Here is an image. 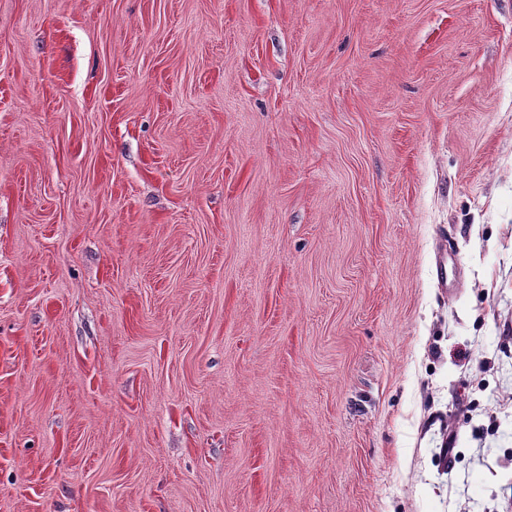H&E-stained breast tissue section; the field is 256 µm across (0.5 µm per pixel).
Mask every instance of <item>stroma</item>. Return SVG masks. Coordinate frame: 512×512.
Wrapping results in <instances>:
<instances>
[{"label": "stroma", "instance_id": "35a3bbf8", "mask_svg": "<svg viewBox=\"0 0 512 512\" xmlns=\"http://www.w3.org/2000/svg\"><path fill=\"white\" fill-rule=\"evenodd\" d=\"M0 512H512V0H0Z\"/></svg>", "mask_w": 512, "mask_h": 512}]
</instances>
